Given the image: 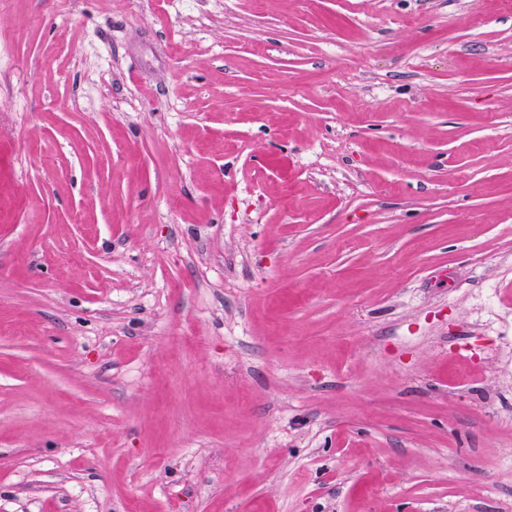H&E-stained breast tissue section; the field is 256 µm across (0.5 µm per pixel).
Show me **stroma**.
<instances>
[{
  "label": "stroma",
  "mask_w": 512,
  "mask_h": 512,
  "mask_svg": "<svg viewBox=\"0 0 512 512\" xmlns=\"http://www.w3.org/2000/svg\"><path fill=\"white\" fill-rule=\"evenodd\" d=\"M0 512H512V0H0Z\"/></svg>",
  "instance_id": "stroma-1"
}]
</instances>
